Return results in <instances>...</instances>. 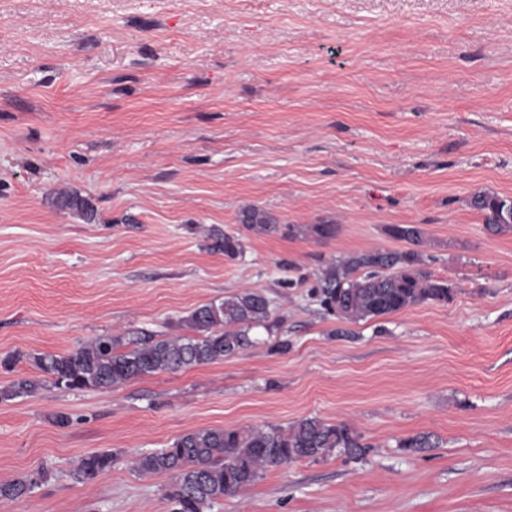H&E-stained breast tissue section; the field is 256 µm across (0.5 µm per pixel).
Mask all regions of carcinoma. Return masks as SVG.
Instances as JSON below:
<instances>
[{"mask_svg":"<svg viewBox=\"0 0 512 512\" xmlns=\"http://www.w3.org/2000/svg\"><path fill=\"white\" fill-rule=\"evenodd\" d=\"M58 207L93 217L92 203L69 191L55 197ZM473 209L483 213L487 228L495 233L511 232L509 200L486 191L474 193ZM239 222L257 234L310 237L327 240L336 236V224H278L268 212L254 207L242 209ZM390 234L413 248L405 251H360L328 262L321 270L313 292L323 314L358 324L426 302L452 301L456 285L435 279L420 268L424 231L417 224L390 227ZM211 249L235 259L243 246L237 237L215 231ZM270 302L257 292L227 297L193 310L184 319L199 336H171L157 340L142 333L135 347L119 351L118 336H101L63 355L32 356L34 367L53 379L56 386L75 390L107 389L137 377L175 372L232 357L254 345L250 331L269 328ZM40 383L20 379L0 391L1 399L31 393ZM368 445L350 425L327 424L317 417L300 419L288 428H201L174 438L166 447L136 457L142 474L167 473L173 478L166 494L176 508L172 512H205L223 498L240 494L256 483L269 468L302 459H321L333 452L360 458ZM112 466V454L91 453L82 457L71 477L76 482L96 478ZM47 475L25 476L0 483V500L27 496Z\"/></svg>","mask_w":512,"mask_h":512,"instance_id":"cac0c4a2","label":"carcinoma"}]
</instances>
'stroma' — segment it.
Wrapping results in <instances>:
<instances>
[{
	"instance_id": "35a3bbf8",
	"label": "stroma",
	"mask_w": 512,
	"mask_h": 512,
	"mask_svg": "<svg viewBox=\"0 0 512 512\" xmlns=\"http://www.w3.org/2000/svg\"><path fill=\"white\" fill-rule=\"evenodd\" d=\"M477 191L512 198V0H0V358L23 355L0 389L39 378L31 354L185 336L243 291L279 324L221 362L0 399V482L48 472L0 512H165L172 480L136 454L312 416L369 451L269 468L211 512H512V232L486 230ZM249 206L339 231L257 235ZM395 224L422 227L453 301L323 316L318 268L405 250ZM93 452L111 468L72 480ZM58 207L64 210H76L81 213L85 218L91 219L94 215L95 209L92 203L79 196L76 193L69 191H59L55 197ZM211 238L213 239L211 249L224 253L227 258L235 259L242 254L243 246L237 237L221 231H214Z\"/></svg>"
}]
</instances>
